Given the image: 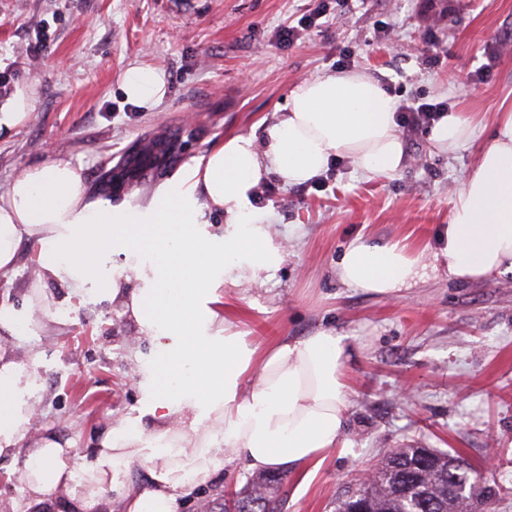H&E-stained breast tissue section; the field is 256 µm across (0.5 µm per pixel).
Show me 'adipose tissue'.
Masks as SVG:
<instances>
[{
	"label": "adipose tissue",
	"instance_id": "ef3b65f1",
	"mask_svg": "<svg viewBox=\"0 0 512 512\" xmlns=\"http://www.w3.org/2000/svg\"><path fill=\"white\" fill-rule=\"evenodd\" d=\"M120 88L150 108L165 97L166 80L132 66ZM397 109L369 74L339 71L296 86L267 128L265 148L252 135L228 139L146 208L88 201L79 168L66 159L31 166L0 192V276L15 271L24 244L34 266L22 306L0 300V331L32 335L55 322L46 283L60 279L69 298L119 302L155 347L139 416L107 425L92 459L81 462L71 443L33 434L36 366L0 349V455L28 445L18 512L58 501L66 512H106L116 499L125 512H179L181 498L210 483L228 459L250 471L320 467L344 427L348 336L323 328L265 349L249 345L225 321L218 289L229 279L261 280L288 254L253 204L263 178L273 173L301 185L335 159L351 160L368 177L395 173L404 157ZM472 132L469 116L451 112L429 139L453 152ZM204 209L223 216V236L199 226ZM118 251L120 264L112 259ZM441 268L462 283L512 273V110L500 113L457 191L437 251L414 254L397 241L359 238L336 275L392 296ZM137 463L150 473L144 490L129 482Z\"/></svg>",
	"mask_w": 512,
	"mask_h": 512
}]
</instances>
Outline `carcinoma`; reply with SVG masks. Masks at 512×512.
I'll use <instances>...</instances> for the list:
<instances>
[{"mask_svg": "<svg viewBox=\"0 0 512 512\" xmlns=\"http://www.w3.org/2000/svg\"><path fill=\"white\" fill-rule=\"evenodd\" d=\"M157 136L142 138L134 152L100 182L99 194L113 193L158 176L168 168ZM374 476L336 500V512H481L490 510L497 490L465 458L437 448H394L373 464ZM278 471L250 479L244 490L227 493L208 512H279Z\"/></svg>", "mask_w": 512, "mask_h": 512, "instance_id": "cac0c4a2", "label": "carcinoma"}]
</instances>
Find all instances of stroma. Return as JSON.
Here are the masks:
<instances>
[{
  "label": "stroma",
  "mask_w": 512,
  "mask_h": 512,
  "mask_svg": "<svg viewBox=\"0 0 512 512\" xmlns=\"http://www.w3.org/2000/svg\"><path fill=\"white\" fill-rule=\"evenodd\" d=\"M296 42L311 0H0V109L19 96L28 117L0 131V191L27 167L55 158L80 167L89 200L121 154L147 134L195 125L182 159L151 184L110 198L149 206L195 159L236 135L264 140L303 80L358 70L399 105L448 102L471 116L472 140L435 150L427 128L402 133L404 161L370 179L341 160L317 183L288 186L269 175L256 205L288 255L265 282L225 283L224 317L260 345L333 327L351 338L350 409L339 446L310 476L288 473L282 512H335V499L389 448L458 452L499 490L512 512V274L465 284L441 274L377 297L342 284L336 264L356 238L401 241L433 252L462 178L498 112L512 108V0H325ZM500 53L488 61L485 48ZM132 64L163 72L167 93L142 108L119 86ZM49 288L57 323L38 336H3L16 360L36 357L42 386L37 425L90 457L108 420L136 417L153 345L120 305L89 295L67 302ZM411 398H404V390ZM252 476L228 462L212 484L184 498L197 512Z\"/></svg>",
  "instance_id": "obj_1"
}]
</instances>
